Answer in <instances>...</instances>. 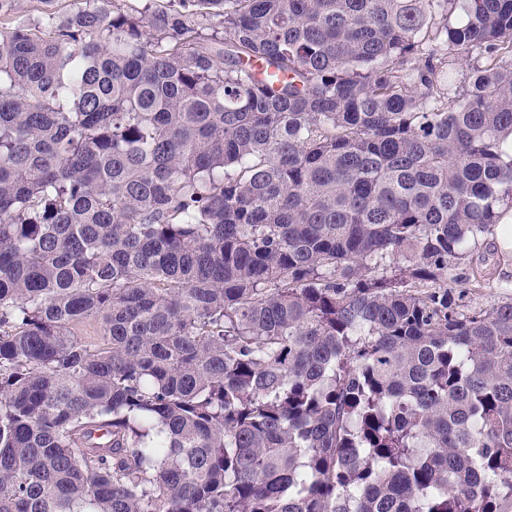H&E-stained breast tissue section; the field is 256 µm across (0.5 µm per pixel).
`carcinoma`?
<instances>
[{"instance_id": "carcinoma-1", "label": "carcinoma", "mask_w": 512, "mask_h": 512, "mask_svg": "<svg viewBox=\"0 0 512 512\" xmlns=\"http://www.w3.org/2000/svg\"><path fill=\"white\" fill-rule=\"evenodd\" d=\"M143 2L0 0V512H512V0ZM43 0H18L17 16L28 17L39 15L40 12L49 11L65 14L71 10L85 6L84 0H53L43 3ZM497 229L485 236L484 244H480L470 256L459 261L452 277L445 282V287L451 289L460 304L468 309H482L512 300V288H503L506 282L512 286V250L505 252L500 249ZM479 264L487 274L480 285L471 279V268Z\"/></svg>"}]
</instances>
